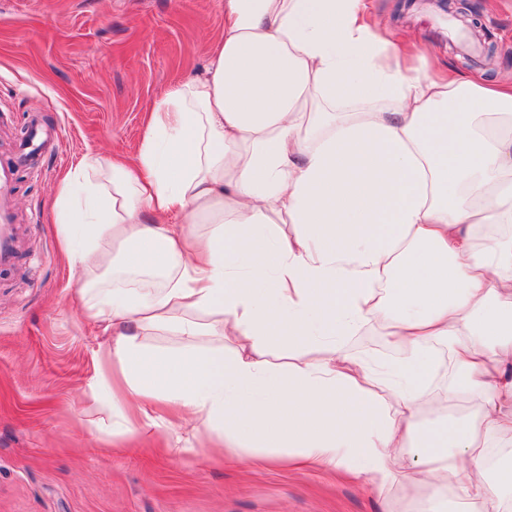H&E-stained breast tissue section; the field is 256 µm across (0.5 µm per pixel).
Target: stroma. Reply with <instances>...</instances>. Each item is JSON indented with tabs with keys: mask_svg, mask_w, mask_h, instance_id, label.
I'll return each mask as SVG.
<instances>
[{
	"mask_svg": "<svg viewBox=\"0 0 512 512\" xmlns=\"http://www.w3.org/2000/svg\"><path fill=\"white\" fill-rule=\"evenodd\" d=\"M477 45L438 23L431 0H372L396 35L434 43L461 72H512V0H466ZM224 36V0H0V152L31 120L48 134L21 167L16 266L0 270V512H406L396 490L326 471L225 465L192 425L183 454L153 437H107L110 414L83 390L109 336L87 321L54 221L59 182L85 160L135 157L173 85L204 74Z\"/></svg>",
	"mask_w": 512,
	"mask_h": 512,
	"instance_id": "1",
	"label": "stroma"
}]
</instances>
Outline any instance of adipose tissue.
I'll return each mask as SVG.
<instances>
[{
	"label": "adipose tissue",
	"instance_id": "ef3b65f1",
	"mask_svg": "<svg viewBox=\"0 0 512 512\" xmlns=\"http://www.w3.org/2000/svg\"><path fill=\"white\" fill-rule=\"evenodd\" d=\"M435 52L383 37L369 0H224L205 75L158 99L135 159L66 174L113 437L180 420L413 512H512V77ZM368 328L395 359L345 350ZM302 347L327 355L281 364Z\"/></svg>",
	"mask_w": 512,
	"mask_h": 512
}]
</instances>
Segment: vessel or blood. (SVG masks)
<instances>
[{
    "label": "vessel or blood",
    "mask_w": 512,
    "mask_h": 512,
    "mask_svg": "<svg viewBox=\"0 0 512 512\" xmlns=\"http://www.w3.org/2000/svg\"><path fill=\"white\" fill-rule=\"evenodd\" d=\"M42 137L38 126H30L27 137L16 144L15 158L0 159V268L14 264L22 237V229L15 222L14 193L18 160L36 158L41 153Z\"/></svg>",
    "instance_id": "obj_1"
}]
</instances>
